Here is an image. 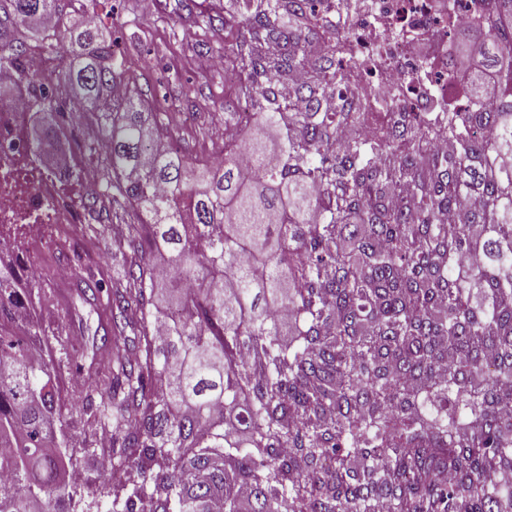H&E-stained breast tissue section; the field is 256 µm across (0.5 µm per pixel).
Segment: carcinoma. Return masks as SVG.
<instances>
[{"instance_id":"cac0c4a2","label":"carcinoma","mask_w":512,"mask_h":512,"mask_svg":"<svg viewBox=\"0 0 512 512\" xmlns=\"http://www.w3.org/2000/svg\"><path fill=\"white\" fill-rule=\"evenodd\" d=\"M74 0H0V70L45 121L97 117L105 138L99 196L142 222L118 251L112 287V393L87 397L112 420L117 466L141 472L112 490V512H512V0H492L469 96L494 87L491 112H392L390 131L340 142L365 125L344 96L336 44L310 49L314 0H242L229 112L249 148L192 163L125 84L112 31L84 26L85 59L45 76L29 64L25 25L49 56L72 37ZM291 93L302 111L279 97ZM112 93V108L98 102ZM454 143L440 153L437 141ZM467 204L464 224L443 218ZM351 248L340 247L343 237ZM299 283L291 290L293 283ZM482 290L473 304V286ZM35 279L0 264V512H61L67 464L56 384L18 313ZM291 308L297 344L279 339ZM249 349L253 360L241 357ZM454 472L449 485L443 475Z\"/></svg>"}]
</instances>
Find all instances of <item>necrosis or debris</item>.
Segmentation results:
<instances>
[{"instance_id": "obj_1", "label": "necrosis or debris", "mask_w": 512, "mask_h": 512, "mask_svg": "<svg viewBox=\"0 0 512 512\" xmlns=\"http://www.w3.org/2000/svg\"><path fill=\"white\" fill-rule=\"evenodd\" d=\"M491 0H367L344 39L345 58L356 61L350 90L357 99L384 97L402 88L399 112H431L446 106L465 111V91L448 79L449 22L490 20ZM427 40V57L415 55L408 41ZM29 114L18 97L0 101V224H59L70 228L78 209L64 188L60 170H47L31 151L21 149Z\"/></svg>"}]
</instances>
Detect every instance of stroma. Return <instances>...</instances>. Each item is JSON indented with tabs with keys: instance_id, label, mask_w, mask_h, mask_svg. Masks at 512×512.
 <instances>
[{
	"instance_id": "obj_1",
	"label": "stroma",
	"mask_w": 512,
	"mask_h": 512,
	"mask_svg": "<svg viewBox=\"0 0 512 512\" xmlns=\"http://www.w3.org/2000/svg\"><path fill=\"white\" fill-rule=\"evenodd\" d=\"M91 9L105 25H113L119 53L129 77L127 94L166 103L160 116L186 157L207 158L221 151L214 137L224 115L242 108L228 81L230 64L204 71L197 59L220 56L235 42L238 26L227 18L228 0H155L144 9L142 0H92ZM90 119L74 122L58 133L57 147L72 155L86 181L102 173L103 140L94 151L77 152L74 143L86 139ZM98 211L108 215V227L97 221L80 224L72 244L56 240L39 224H0V261L35 265L37 342L51 366L58 386L57 433L67 442L65 456L84 476L64 503L65 512H110L112 488L125 471L104 472L100 459L112 452V428L94 421L82 405L88 390H107L112 379V347L103 341L112 330V283L118 264L112 259L117 233H128L139 216L116 210L112 199L100 197ZM91 278L102 289L96 297L83 295V281Z\"/></svg>"
}]
</instances>
